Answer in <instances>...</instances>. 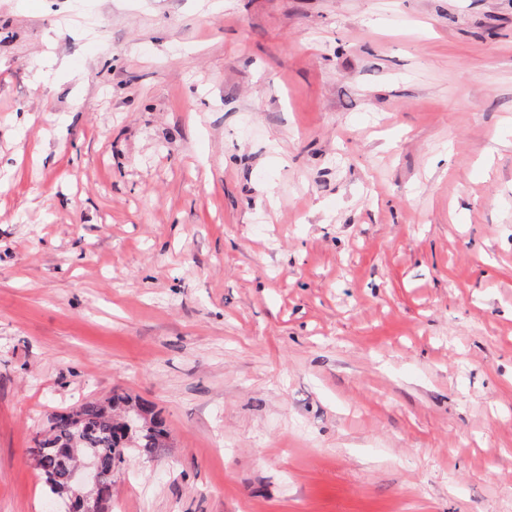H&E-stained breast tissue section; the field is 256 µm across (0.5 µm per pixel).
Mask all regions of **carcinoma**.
Instances as JSON below:
<instances>
[{
    "mask_svg": "<svg viewBox=\"0 0 512 512\" xmlns=\"http://www.w3.org/2000/svg\"><path fill=\"white\" fill-rule=\"evenodd\" d=\"M169 432L152 407L125 394L89 401L49 420V430L37 447L44 449L39 472L49 492L58 498L68 492V454L89 457L106 471L125 462L130 452L150 456L163 446Z\"/></svg>",
    "mask_w": 512,
    "mask_h": 512,
    "instance_id": "carcinoma-1",
    "label": "carcinoma"
}]
</instances>
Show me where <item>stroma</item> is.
<instances>
[{
	"label": "stroma",
	"instance_id": "1",
	"mask_svg": "<svg viewBox=\"0 0 512 512\" xmlns=\"http://www.w3.org/2000/svg\"><path fill=\"white\" fill-rule=\"evenodd\" d=\"M115 390L108 512H512V0H0V512Z\"/></svg>",
	"mask_w": 512,
	"mask_h": 512
}]
</instances>
